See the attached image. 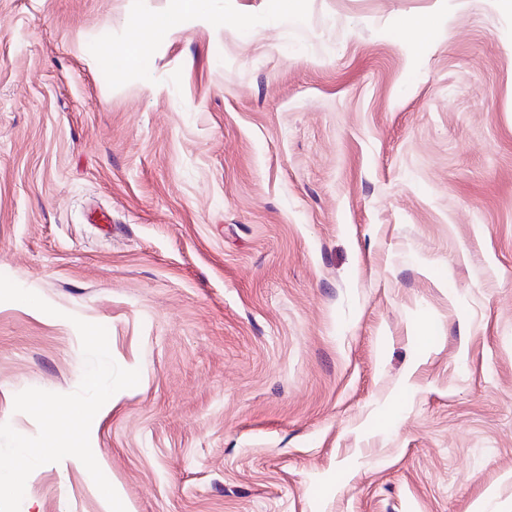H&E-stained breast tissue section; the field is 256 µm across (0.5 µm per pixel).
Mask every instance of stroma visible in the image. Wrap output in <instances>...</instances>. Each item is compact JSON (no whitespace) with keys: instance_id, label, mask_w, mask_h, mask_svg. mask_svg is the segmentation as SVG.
<instances>
[{"instance_id":"stroma-1","label":"stroma","mask_w":512,"mask_h":512,"mask_svg":"<svg viewBox=\"0 0 512 512\" xmlns=\"http://www.w3.org/2000/svg\"><path fill=\"white\" fill-rule=\"evenodd\" d=\"M172 6L0 0V274L60 311L0 302V423L77 317L140 371L90 429L126 512H512V15ZM20 512L110 510L65 460ZM175 2H177V9L175 12L168 15L166 22L162 24L160 28L169 30L177 27L180 17L184 13L194 14L198 17H206L202 7L203 1L201 0H177Z\"/></svg>"}]
</instances>
